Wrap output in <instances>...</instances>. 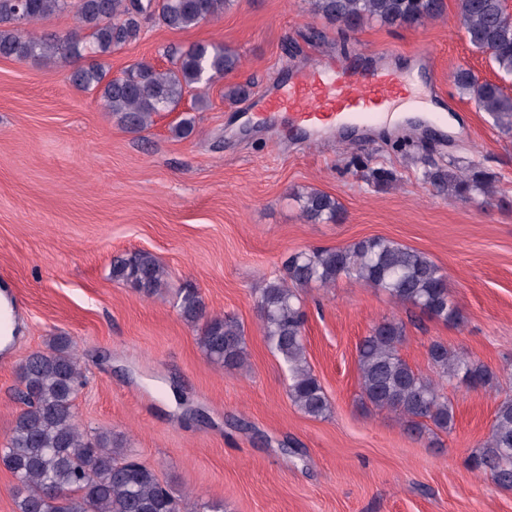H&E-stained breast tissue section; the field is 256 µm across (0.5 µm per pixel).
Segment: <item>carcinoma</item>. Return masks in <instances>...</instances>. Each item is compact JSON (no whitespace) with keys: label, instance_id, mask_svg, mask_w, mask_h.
I'll list each match as a JSON object with an SVG mask.
<instances>
[{"label":"carcinoma","instance_id":"cac0c4a2","mask_svg":"<svg viewBox=\"0 0 512 512\" xmlns=\"http://www.w3.org/2000/svg\"><path fill=\"white\" fill-rule=\"evenodd\" d=\"M310 12L353 31L376 20L389 26H419L442 16L444 0H307ZM232 0H0V57L58 66L86 57L112 53L140 38L142 21L150 18L172 30H187L224 14ZM75 8L76 29L43 35L21 28ZM459 18L470 45L489 56L498 69L512 75V21L504 0H459ZM239 57L222 44H194L175 55L171 67L157 69L139 61L112 78L95 61L74 68L69 76L80 90H96L105 107L125 127L140 131L153 116L170 112L186 90L208 84L238 67ZM459 94L489 115L494 126L512 134V97L470 70L455 72ZM424 180L448 196L472 202L490 198L495 176L473 164L455 161L424 172ZM302 208L311 221L334 222L340 203L312 190ZM284 276L266 284L257 299L264 338L288 372V396L311 418H324L331 403L311 372L305 355L304 302L299 290L311 284L332 286L342 276L386 292L395 302L420 310L431 319L454 324L460 315L448 297L441 268L425 253L382 237L368 238L345 249L314 248L296 252L285 262ZM112 280L150 297L167 284L157 257L143 250L112 261ZM180 318L200 327L199 345L206 357L226 368L247 360L244 330L229 315H212L193 288L180 292ZM403 323L386 318L357 346L361 398L379 409L402 416L405 430L415 436L427 423L441 431L454 425V407L441 381L471 387L493 382L484 364L456 354L441 341L427 349L431 377L403 359ZM20 412L0 448V466L17 480L18 512H197L194 503L173 494L154 469L123 452L112 431L87 433L74 411L83 385L72 340L55 336L47 348L31 352L21 363ZM472 470L512 488V399L502 401L487 440L469 457Z\"/></svg>","mask_w":512,"mask_h":512}]
</instances>
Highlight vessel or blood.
Returning a JSON list of instances; mask_svg holds the SVG:
<instances>
[{"instance_id": "obj_1", "label": "vessel or blood", "mask_w": 512, "mask_h": 512, "mask_svg": "<svg viewBox=\"0 0 512 512\" xmlns=\"http://www.w3.org/2000/svg\"><path fill=\"white\" fill-rule=\"evenodd\" d=\"M413 81L408 72L350 60L293 75L263 106L300 129L356 123L379 118L395 99L412 93Z\"/></svg>"}]
</instances>
